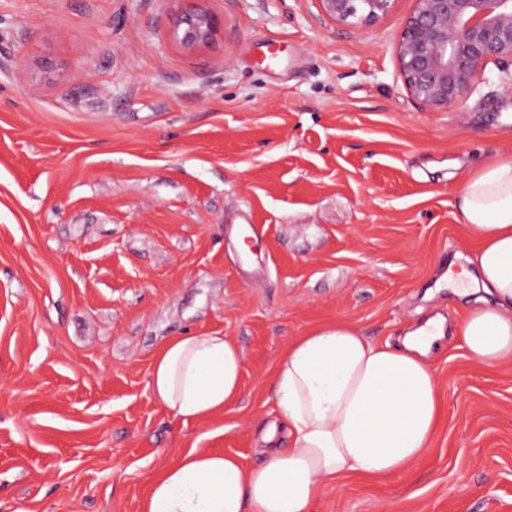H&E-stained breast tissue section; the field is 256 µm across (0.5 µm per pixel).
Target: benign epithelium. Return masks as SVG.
<instances>
[{
  "mask_svg": "<svg viewBox=\"0 0 512 512\" xmlns=\"http://www.w3.org/2000/svg\"><path fill=\"white\" fill-rule=\"evenodd\" d=\"M333 23L354 20L370 26L386 16L394 0H315ZM206 9L178 15L174 36L192 51L216 29ZM395 54L409 97L425 110L452 112L489 82L488 64L497 80L512 91V0H415L405 18Z\"/></svg>",
  "mask_w": 512,
  "mask_h": 512,
  "instance_id": "obj_1",
  "label": "benign epithelium"
}]
</instances>
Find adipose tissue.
Instances as JSON below:
<instances>
[{"label":"adipose tissue","instance_id":"obj_1","mask_svg":"<svg viewBox=\"0 0 512 512\" xmlns=\"http://www.w3.org/2000/svg\"><path fill=\"white\" fill-rule=\"evenodd\" d=\"M460 221L476 247L468 270L484 297L454 330L469 356L493 367L512 361V155L465 181ZM444 322L409 332L402 346L368 339L336 321L294 339L279 354L271 387L277 417L262 432L261 465L189 451L151 482L142 512H312L323 488L349 475L406 472L430 447L440 415L430 352ZM243 357L223 333L175 336L155 353L149 386L184 419L224 410L241 389Z\"/></svg>","mask_w":512,"mask_h":512}]
</instances>
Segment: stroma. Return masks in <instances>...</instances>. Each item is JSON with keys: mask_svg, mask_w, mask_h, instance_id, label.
Returning a JSON list of instances; mask_svg holds the SVG:
<instances>
[{"mask_svg": "<svg viewBox=\"0 0 512 512\" xmlns=\"http://www.w3.org/2000/svg\"><path fill=\"white\" fill-rule=\"evenodd\" d=\"M377 23L315 0H0V512H141L190 449L260 464L271 374L340 319L396 342L455 320L457 198L512 154V93L418 109ZM218 19L184 51L172 15ZM23 65H16L15 57ZM224 333L239 397L206 421L150 387L174 336ZM442 412L401 475L326 486L313 512H512V363L446 336Z\"/></svg>", "mask_w": 512, "mask_h": 512, "instance_id": "obj_1", "label": "stroma"}]
</instances>
